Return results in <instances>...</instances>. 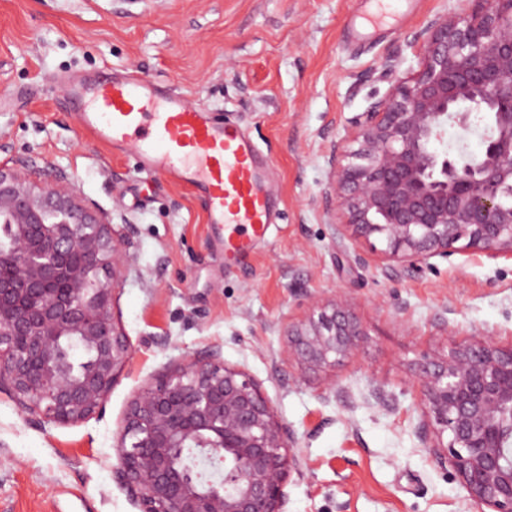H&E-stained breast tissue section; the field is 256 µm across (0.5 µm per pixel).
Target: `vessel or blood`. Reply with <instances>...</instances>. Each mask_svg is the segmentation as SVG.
Returning <instances> with one entry per match:
<instances>
[{"label": "vessel or blood", "instance_id": "1", "mask_svg": "<svg viewBox=\"0 0 512 512\" xmlns=\"http://www.w3.org/2000/svg\"><path fill=\"white\" fill-rule=\"evenodd\" d=\"M82 131L132 150L154 175L191 186L224 256H246L276 221L268 165L236 124L217 120L181 92L137 76L98 73L70 85Z\"/></svg>", "mask_w": 512, "mask_h": 512}]
</instances>
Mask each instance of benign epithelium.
<instances>
[{"label": "benign epithelium", "instance_id": "obj_1", "mask_svg": "<svg viewBox=\"0 0 512 512\" xmlns=\"http://www.w3.org/2000/svg\"><path fill=\"white\" fill-rule=\"evenodd\" d=\"M475 2L428 23L413 73L382 64L388 94L331 147L326 206L346 219L338 231L385 243V271L431 269L462 240L512 259V0ZM474 111L489 117L481 154L437 152L447 126L467 128ZM42 173L33 155L0 162V389L73 424L102 407L132 358L113 315L131 256L110 214ZM366 341L336 298L295 327L291 354L312 369ZM75 346L93 359L76 363ZM416 381L420 443L477 512H512V344L475 335L424 356ZM294 445L261 384L210 348L134 395L113 474L139 512H287Z\"/></svg>", "mask_w": 512, "mask_h": 512}]
</instances>
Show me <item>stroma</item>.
Wrapping results in <instances>:
<instances>
[{"instance_id":"35a3bbf8","label":"stroma","mask_w":512,"mask_h":512,"mask_svg":"<svg viewBox=\"0 0 512 512\" xmlns=\"http://www.w3.org/2000/svg\"><path fill=\"white\" fill-rule=\"evenodd\" d=\"M456 0H0V160L37 154L78 197L126 226L131 266L113 308L133 356L102 408L59 425L0 390V512H137L113 477L134 394L172 364L219 348L247 370L294 435L301 473L288 512H472L466 490L422 448L414 383L424 354L482 331L512 342V260L462 248L434 268L384 273L379 239L353 242L325 207L330 146L399 74L416 37ZM135 70L237 122L272 167L279 219L225 261L193 190L135 169L90 139L63 77ZM346 300L368 338L358 357L308 370L289 332L311 303ZM336 385L343 403L322 399ZM389 407L368 406L372 386Z\"/></svg>"}]
</instances>
